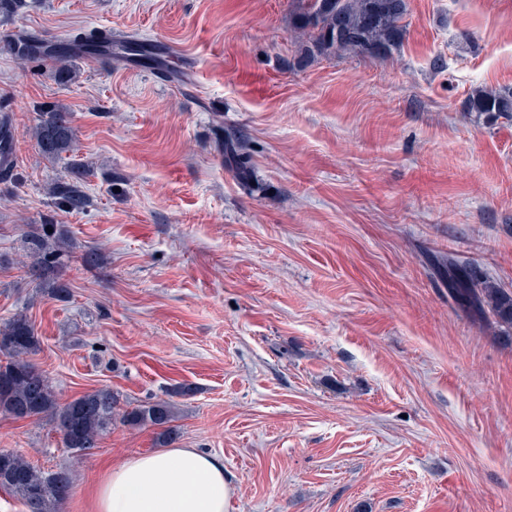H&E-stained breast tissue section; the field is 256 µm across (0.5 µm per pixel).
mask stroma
Masks as SVG:
<instances>
[{
	"label": "stroma",
	"instance_id": "stroma-1",
	"mask_svg": "<svg viewBox=\"0 0 512 512\" xmlns=\"http://www.w3.org/2000/svg\"><path fill=\"white\" fill-rule=\"evenodd\" d=\"M390 52L303 59L289 0H22L0 28L145 37L160 67L102 71L0 46L14 177L0 182V322L26 314L27 360L59 403L108 387L164 400L175 448L218 457L226 512H512V335L450 288L512 289V0H406ZM196 59L192 86L167 74ZM57 102L92 204L57 220L76 249L67 299L27 272L25 234L67 173L32 137ZM242 134L265 192L224 167ZM95 250L98 268L82 255ZM154 427L66 448L48 418L0 413V450L67 470L60 512H94ZM470 109L482 114L496 112L507 116L512 114V95L477 91L470 99Z\"/></svg>",
	"mask_w": 512,
	"mask_h": 512
}]
</instances>
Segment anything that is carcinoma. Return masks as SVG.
Listing matches in <instances>:
<instances>
[{"label": "carcinoma", "mask_w": 512, "mask_h": 512, "mask_svg": "<svg viewBox=\"0 0 512 512\" xmlns=\"http://www.w3.org/2000/svg\"><path fill=\"white\" fill-rule=\"evenodd\" d=\"M405 11V0H292L294 24L304 37L301 54L307 58L329 55L339 49L368 55L386 53L401 40ZM110 37L109 31H97L80 40L88 43V52L94 53ZM122 49L146 64L154 61L152 44L147 39L132 37L123 42ZM11 51L19 58L38 61L42 48L39 43L21 37L13 43ZM54 74L61 82L72 81L71 60L55 58ZM470 109L507 116L512 114V95L477 91L470 99ZM75 136V128L62 107L51 102L38 106L33 137L46 160H62L63 154L70 152ZM215 143L224 167L237 183L249 191L261 189L244 139L221 129ZM13 150L12 124L4 113L0 115V181L13 179ZM89 175L90 166L70 161L67 175L53 181L47 189L53 215L42 224L30 226L26 236L31 274L42 280V286L58 300L69 294L68 284L62 277V257L72 248V242L68 229L56 223L55 215L80 212L90 205V197L83 190ZM455 288L473 296L499 326L512 330L511 289L475 276L456 283ZM37 344L27 315L15 314L0 324V353L8 358L6 364H0V412L16 418L50 415L54 428L64 437L65 446L76 452L96 447L100 436L116 418L133 428L147 425L158 428L160 443L170 437L173 410L165 401L120 412V394L105 387L58 404L46 376L23 359ZM70 484V476L64 470L45 473L17 452H0V489L19 497L26 512H59Z\"/></svg>", "instance_id": "1"}]
</instances>
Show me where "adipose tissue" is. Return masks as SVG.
<instances>
[{
  "label": "adipose tissue",
  "instance_id": "ef3b65f1",
  "mask_svg": "<svg viewBox=\"0 0 512 512\" xmlns=\"http://www.w3.org/2000/svg\"><path fill=\"white\" fill-rule=\"evenodd\" d=\"M231 487L219 458L193 448H165L108 470L95 512H224Z\"/></svg>",
  "mask_w": 512,
  "mask_h": 512
}]
</instances>
